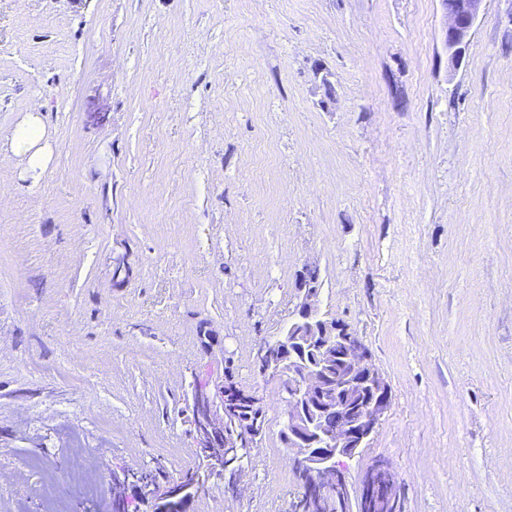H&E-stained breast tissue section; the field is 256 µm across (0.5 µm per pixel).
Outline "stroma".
<instances>
[{
  "mask_svg": "<svg viewBox=\"0 0 512 512\" xmlns=\"http://www.w3.org/2000/svg\"><path fill=\"white\" fill-rule=\"evenodd\" d=\"M446 24L439 0H0V512H42L30 457L68 512H105L120 468L196 467L194 385L227 369L264 436L240 496L213 478L191 512H292L254 358L308 262L391 390L351 486L383 459L403 512H512V0L461 62ZM35 111L38 172L9 149Z\"/></svg>",
  "mask_w": 512,
  "mask_h": 512,
  "instance_id": "stroma-1",
  "label": "stroma"
}]
</instances>
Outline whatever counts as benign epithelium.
Returning a JSON list of instances; mask_svg holds the SVG:
<instances>
[{"label": "benign epithelium", "instance_id": "benign-epithelium-1", "mask_svg": "<svg viewBox=\"0 0 512 512\" xmlns=\"http://www.w3.org/2000/svg\"><path fill=\"white\" fill-rule=\"evenodd\" d=\"M485 0H440L447 18L444 42L451 57L465 52ZM297 303L289 335L318 347V360L300 367L282 361V341L268 342L256 354L260 374L279 382L287 406L285 444L292 451V463L303 475L313 477L311 487L319 498L332 491L350 495L340 468V459L349 458L369 443L390 409L389 385L372 362L368 349L343 322L320 315V269L304 266L296 286ZM205 403L204 412H195L194 446L201 467L188 484H170L161 492L167 512H185L188 502L202 490L206 478L224 469V457L238 455L239 449L259 437L257 426L237 422L229 407L224 385L208 380L195 391L194 405ZM336 408V428L330 434L318 430L316 416L324 408ZM397 484L396 475L385 462L364 475L356 504L373 506L372 490L379 485Z\"/></svg>", "mask_w": 512, "mask_h": 512}]
</instances>
